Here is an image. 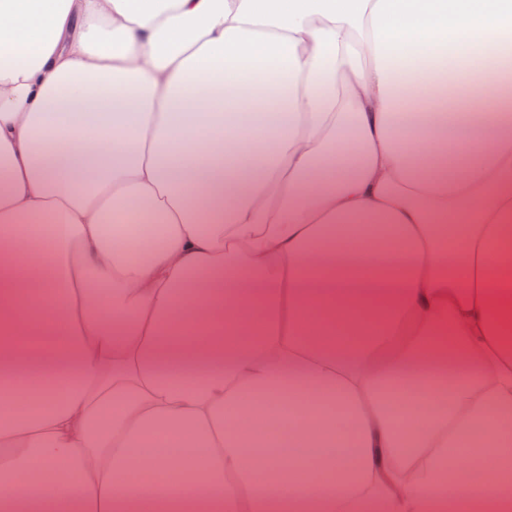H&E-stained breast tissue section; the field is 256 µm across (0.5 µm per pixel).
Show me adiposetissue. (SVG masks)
<instances>
[{
    "mask_svg": "<svg viewBox=\"0 0 512 512\" xmlns=\"http://www.w3.org/2000/svg\"><path fill=\"white\" fill-rule=\"evenodd\" d=\"M0 376V512H512V0H0Z\"/></svg>",
    "mask_w": 512,
    "mask_h": 512,
    "instance_id": "1",
    "label": "adipose tissue"
}]
</instances>
